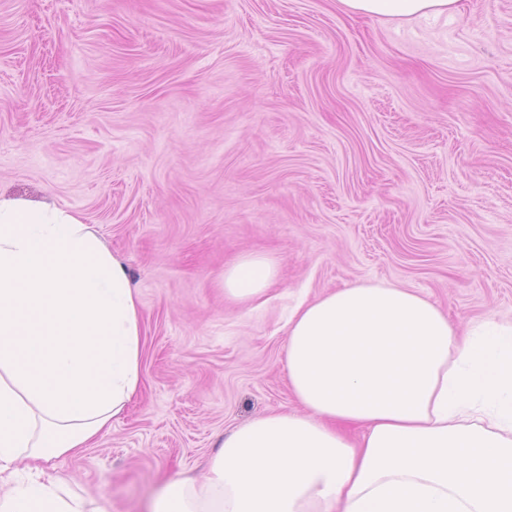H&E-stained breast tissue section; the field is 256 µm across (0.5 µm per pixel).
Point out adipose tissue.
Segmentation results:
<instances>
[{
	"mask_svg": "<svg viewBox=\"0 0 512 512\" xmlns=\"http://www.w3.org/2000/svg\"><path fill=\"white\" fill-rule=\"evenodd\" d=\"M388 18L460 0H340ZM247 254L224 293L249 302L277 276ZM130 274L80 215L0 196V512H90L53 482L18 483L97 441L140 385ZM285 361L302 413L225 435L205 480L167 484L157 512H512V326L460 336L438 305L355 284L299 305Z\"/></svg>",
	"mask_w": 512,
	"mask_h": 512,
	"instance_id": "adipose-tissue-1",
	"label": "adipose tissue"
}]
</instances>
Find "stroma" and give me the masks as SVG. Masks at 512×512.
I'll return each mask as SVG.
<instances>
[{
    "mask_svg": "<svg viewBox=\"0 0 512 512\" xmlns=\"http://www.w3.org/2000/svg\"><path fill=\"white\" fill-rule=\"evenodd\" d=\"M0 195L80 214L132 274L139 393L45 477L150 512L218 435L298 410V305L385 283L512 324V0H0ZM249 252L280 273L239 303ZM347 11L388 18L438 16L456 12L460 0H339ZM278 263L275 259L247 254L224 270V294L243 302L263 296L277 276Z\"/></svg>",
    "mask_w": 512,
    "mask_h": 512,
    "instance_id": "stroma-1",
    "label": "stroma"
}]
</instances>
